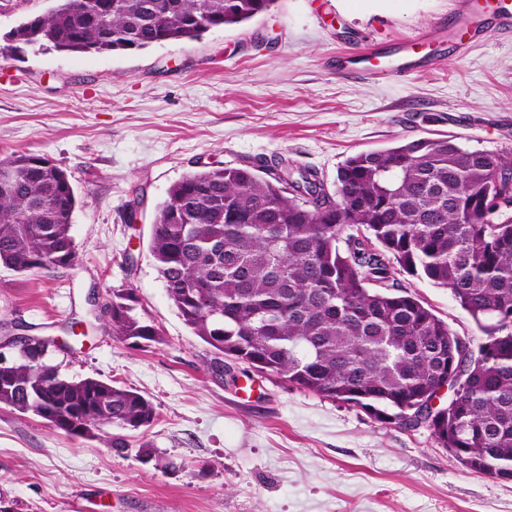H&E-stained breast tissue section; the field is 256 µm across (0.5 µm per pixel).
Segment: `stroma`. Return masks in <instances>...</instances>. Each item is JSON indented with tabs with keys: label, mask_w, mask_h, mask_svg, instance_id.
<instances>
[{
	"label": "stroma",
	"mask_w": 512,
	"mask_h": 512,
	"mask_svg": "<svg viewBox=\"0 0 512 512\" xmlns=\"http://www.w3.org/2000/svg\"><path fill=\"white\" fill-rule=\"evenodd\" d=\"M459 0H275L201 38L111 53L9 48L7 34L54 0H0V158L25 152L66 171L79 205L73 266H0V336L85 337L52 354L61 373L135 389L153 424L112 448L0 407V501L12 512H512V480L456 464L430 431L234 364L169 301L149 251L157 205L184 176L279 156L334 189L350 155L420 138L512 154V34L484 23L463 52L435 43L434 69L347 73L337 57L434 30ZM394 283L479 340L448 289L402 270ZM134 289L162 341L113 336V290ZM149 445L176 469L144 462Z\"/></svg>",
	"instance_id": "obj_1"
}]
</instances>
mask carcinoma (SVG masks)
<instances>
[{
	"label": "carcinoma",
	"mask_w": 512,
	"mask_h": 512,
	"mask_svg": "<svg viewBox=\"0 0 512 512\" xmlns=\"http://www.w3.org/2000/svg\"><path fill=\"white\" fill-rule=\"evenodd\" d=\"M7 40L39 51L110 52L193 40L234 26L275 0H55ZM0 181V265L25 274L73 265L78 199L47 159L13 154ZM512 157L421 138L348 156L334 193L286 158L213 166L173 184L149 249L184 323L217 360L247 364L333 402L355 403L409 429L461 349L462 394L425 426L466 469L512 479ZM450 291L482 333L473 343L389 284L394 266ZM131 288L112 291V332L141 348L159 329ZM0 405L73 437L149 427L152 402L98 379H69L48 362L55 340L12 341Z\"/></svg>",
	"instance_id": "1"
}]
</instances>
